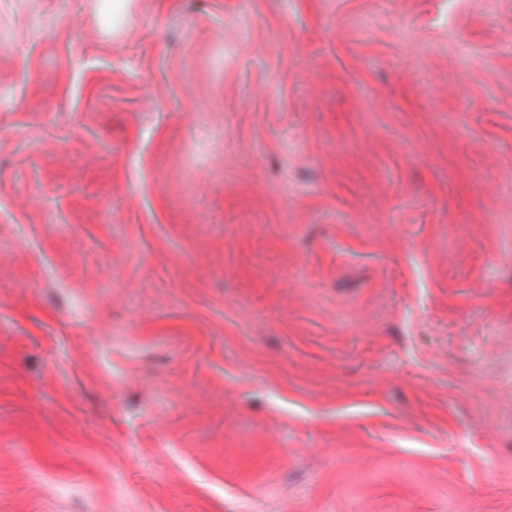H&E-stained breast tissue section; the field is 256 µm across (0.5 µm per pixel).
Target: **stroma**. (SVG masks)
I'll return each mask as SVG.
<instances>
[{
  "label": "stroma",
  "instance_id": "1",
  "mask_svg": "<svg viewBox=\"0 0 512 512\" xmlns=\"http://www.w3.org/2000/svg\"><path fill=\"white\" fill-rule=\"evenodd\" d=\"M0 512H512V0H0Z\"/></svg>",
  "mask_w": 512,
  "mask_h": 512
}]
</instances>
